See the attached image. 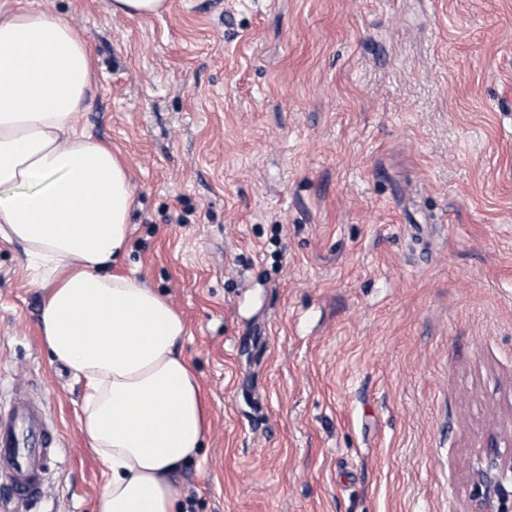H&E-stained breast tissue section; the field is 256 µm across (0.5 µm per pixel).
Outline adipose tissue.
<instances>
[{"label":"adipose tissue","mask_w":512,"mask_h":512,"mask_svg":"<svg viewBox=\"0 0 512 512\" xmlns=\"http://www.w3.org/2000/svg\"><path fill=\"white\" fill-rule=\"evenodd\" d=\"M93 55L65 21L0 0V238L45 293L38 332L82 381L80 423L109 471L96 512H176L177 473L207 426L166 298L117 272L135 203L130 166L79 126Z\"/></svg>","instance_id":"ef3b65f1"}]
</instances>
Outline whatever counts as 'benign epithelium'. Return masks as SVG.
<instances>
[{"label":"benign epithelium","mask_w":512,"mask_h":512,"mask_svg":"<svg viewBox=\"0 0 512 512\" xmlns=\"http://www.w3.org/2000/svg\"><path fill=\"white\" fill-rule=\"evenodd\" d=\"M480 454V466L469 475V512H512V458L501 454L493 437Z\"/></svg>","instance_id":"benign-epithelium-1"}]
</instances>
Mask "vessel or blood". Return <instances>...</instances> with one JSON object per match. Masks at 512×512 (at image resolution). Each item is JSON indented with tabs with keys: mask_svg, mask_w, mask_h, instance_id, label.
Returning a JSON list of instances; mask_svg holds the SVG:
<instances>
[{
	"mask_svg": "<svg viewBox=\"0 0 512 512\" xmlns=\"http://www.w3.org/2000/svg\"><path fill=\"white\" fill-rule=\"evenodd\" d=\"M60 435L41 400L0 385V486L18 503L36 501L59 464Z\"/></svg>",
	"mask_w": 512,
	"mask_h": 512,
	"instance_id": "1",
	"label": "vessel or blood"
}]
</instances>
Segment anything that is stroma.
<instances>
[{"mask_svg": "<svg viewBox=\"0 0 512 512\" xmlns=\"http://www.w3.org/2000/svg\"><path fill=\"white\" fill-rule=\"evenodd\" d=\"M93 49L78 123L134 177L135 271L182 315L192 512H468L512 453V0H22ZM0 240V374L58 421L29 512H95L83 388ZM112 15L128 18H148L167 8V0H111ZM480 454V466L469 475V512H511L512 458L501 454L493 436Z\"/></svg>", "mask_w": 512, "mask_h": 512, "instance_id": "1", "label": "stroma"}]
</instances>
